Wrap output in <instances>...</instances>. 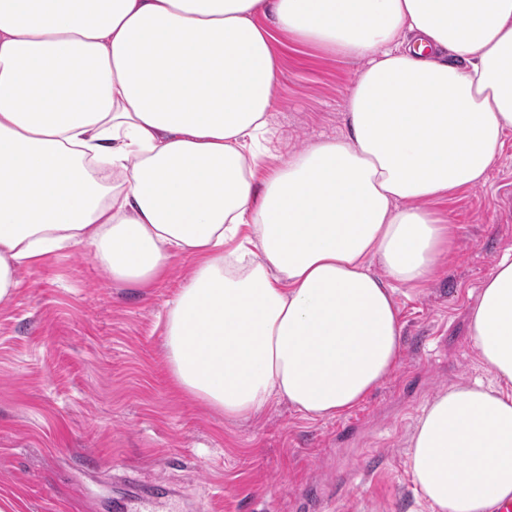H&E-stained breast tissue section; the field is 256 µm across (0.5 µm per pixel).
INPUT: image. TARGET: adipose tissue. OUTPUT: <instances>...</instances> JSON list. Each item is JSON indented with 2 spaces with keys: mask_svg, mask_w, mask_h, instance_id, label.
<instances>
[{
  "mask_svg": "<svg viewBox=\"0 0 512 512\" xmlns=\"http://www.w3.org/2000/svg\"><path fill=\"white\" fill-rule=\"evenodd\" d=\"M276 31L365 65L343 137L268 165ZM511 134L512 0H0V301L71 245L133 285L193 254L176 390L336 419L399 361L396 286L449 250L428 202L484 183ZM469 336L491 383L439 393L409 441L430 512L512 499V254Z\"/></svg>",
  "mask_w": 512,
  "mask_h": 512,
  "instance_id": "ef3b65f1",
  "label": "adipose tissue"
}]
</instances>
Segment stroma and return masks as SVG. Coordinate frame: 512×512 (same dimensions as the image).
Returning <instances> with one entry per match:
<instances>
[{"label":"stroma","mask_w":512,"mask_h":512,"mask_svg":"<svg viewBox=\"0 0 512 512\" xmlns=\"http://www.w3.org/2000/svg\"><path fill=\"white\" fill-rule=\"evenodd\" d=\"M270 164L345 132L361 61L277 35ZM430 209L453 239L430 282L395 293L403 351L390 377L334 420L288 403L228 420L174 389L168 302L196 259L174 255L146 286L112 281L79 248L23 267L0 302V499L16 512H117L146 488L166 512H429L406 467L423 406L488 373L468 335L470 310L512 253V137L486 183Z\"/></svg>","instance_id":"1"}]
</instances>
